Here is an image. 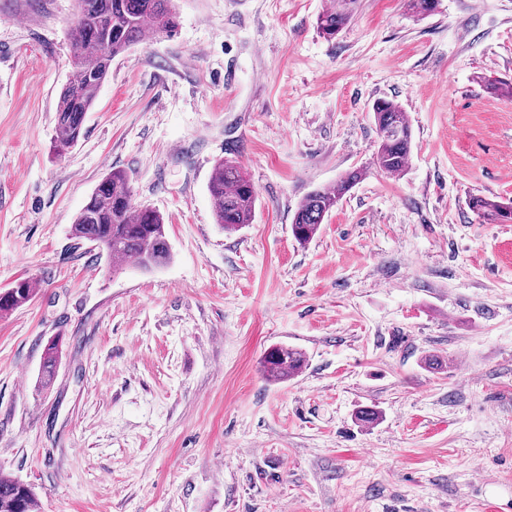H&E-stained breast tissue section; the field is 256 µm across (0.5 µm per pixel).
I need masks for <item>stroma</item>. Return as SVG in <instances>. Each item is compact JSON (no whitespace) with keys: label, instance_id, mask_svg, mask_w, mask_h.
Wrapping results in <instances>:
<instances>
[{"label":"stroma","instance_id":"35a3bbf8","mask_svg":"<svg viewBox=\"0 0 512 512\" xmlns=\"http://www.w3.org/2000/svg\"><path fill=\"white\" fill-rule=\"evenodd\" d=\"M176 0L178 25L115 58L56 155L75 0H0V472L40 512H512V0ZM414 132L373 165L371 106ZM254 183L217 224L218 160ZM366 174L298 244L314 188ZM163 214L160 268L113 267L71 227L101 178ZM58 340L51 381L44 348ZM294 378L262 373L271 345ZM378 412L358 420L360 410ZM356 0H334L335 4L324 10L317 18V28L320 33L333 39L344 29L353 16L352 4ZM372 118L378 134L375 165L389 176H398L407 168L414 140L407 114L396 100L382 99L373 103ZM217 224L224 231L238 230L250 224L255 215L258 195L254 184L232 160H220L208 185ZM469 208L480 217L493 223L512 222V201H497L482 196H471ZM17 281H20V288H16L9 299L4 300L3 302L0 299L1 316L26 304L33 297L34 288L32 280L22 279ZM306 356L301 350L287 345H276L266 351L262 367L267 378L285 381L302 371Z\"/></svg>","mask_w":512,"mask_h":512}]
</instances>
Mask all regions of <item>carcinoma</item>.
<instances>
[{
    "label": "carcinoma",
    "instance_id": "1",
    "mask_svg": "<svg viewBox=\"0 0 512 512\" xmlns=\"http://www.w3.org/2000/svg\"><path fill=\"white\" fill-rule=\"evenodd\" d=\"M355 0H335L317 18V28L335 38L350 22ZM438 0H408L418 16L427 17L437 9ZM176 25L173 0H77V13L70 25L72 70L62 88L57 106L54 147L63 154L72 148L83 132L87 112L92 108L106 80L112 60L150 37L172 32ZM372 118L378 134L375 158L377 168L389 175L402 174L413 145V130L402 105L382 99L373 103ZM362 177V171L345 174L333 187H317L296 208L291 232L300 244L311 241L326 216ZM217 223L228 232L252 223L258 195L254 184L232 160H221L208 185ZM469 208L493 223L512 222V201L472 196ZM72 235L88 241L116 265L138 264L145 269L160 267L171 259L162 215L149 207L131 205L130 177L124 171L109 172L95 187L72 224ZM33 282L20 280V288L0 301V315L30 301ZM59 344L48 343L42 364V377L55 372ZM306 356L301 350L276 345L266 351L262 367L274 381H285L302 371ZM39 499L24 482L0 475V512H37Z\"/></svg>",
    "mask_w": 512,
    "mask_h": 512
}]
</instances>
